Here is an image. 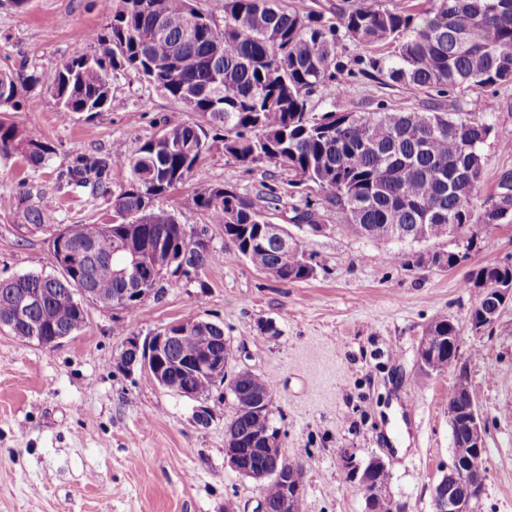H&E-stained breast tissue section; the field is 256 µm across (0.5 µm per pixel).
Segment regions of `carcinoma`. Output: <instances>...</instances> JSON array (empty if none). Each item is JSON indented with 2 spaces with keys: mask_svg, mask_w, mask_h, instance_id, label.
<instances>
[{
  "mask_svg": "<svg viewBox=\"0 0 512 512\" xmlns=\"http://www.w3.org/2000/svg\"><path fill=\"white\" fill-rule=\"evenodd\" d=\"M358 0L336 12L327 24L321 15L290 10L283 0H224V20L217 21L193 0H120L107 32L89 35L111 45L103 55H79L63 62L47 80V90L68 112H99L108 103L111 77L133 68L155 89L180 105L166 118L162 134L137 152L112 146L106 159L77 158L57 175L63 188H91L108 198L110 224H68L61 234L74 246L109 240L111 245L142 252L128 281L115 272L118 263L102 254H73V264L61 276L24 274L0 279V319L13 336L26 335L27 324L42 323L45 331L80 332L86 325L81 303L84 289L115 295L141 281L161 292L162 274L149 278L158 257L157 244L184 252L189 277L212 263L206 229L189 235L175 213L156 204L191 175L209 149V133L187 122L182 113L199 112L224 130V153L250 166L269 161L311 182L336 207V221L353 227L369 240L428 242L447 238L448 227L467 233L463 250L493 226L512 224V171L498 177L495 193L475 214L476 189L483 175L482 145L492 126L459 103L452 112L437 108L396 111L384 103L373 112H311L309 97L345 76L353 81L375 78L411 93L426 92L445 99L462 90L472 92L512 84V0ZM163 23L166 34L153 31ZM360 53L343 61L340 36ZM41 81L0 66V111L22 107L20 89ZM53 153L50 144L23 136L17 126L0 121V157L19 156L41 166ZM125 171L126 187L111 193L112 168ZM275 189L265 205L233 189L196 186L183 205L224 225V241L253 266L277 282L308 279L314 269L301 242L288 231V258L278 243H263L266 211L278 207ZM15 215L27 225L47 226L51 217L34 201L30 190L20 192ZM290 221L317 223L314 203L294 209ZM459 250L420 252L409 259L391 251L390 258L419 268L459 265ZM512 281V265L488 263L470 274L467 285L478 293L472 310L480 318L496 306L495 289ZM38 292L42 306L16 318L22 292ZM456 323L439 319L425 329L436 349L424 371L448 367ZM268 392L260 374L246 372L233 395L234 415L227 425L240 447H251L257 429L274 428L271 412L258 406ZM469 393L463 384L448 397V410H462Z\"/></svg>",
  "mask_w": 512,
  "mask_h": 512,
  "instance_id": "obj_1",
  "label": "carcinoma"
}]
</instances>
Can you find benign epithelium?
Wrapping results in <instances>:
<instances>
[{"label": "benign epithelium", "instance_id": "benign-epithelium-1", "mask_svg": "<svg viewBox=\"0 0 512 512\" xmlns=\"http://www.w3.org/2000/svg\"><path fill=\"white\" fill-rule=\"evenodd\" d=\"M215 325L204 319H189L167 325L159 332L140 340L136 336L127 338L116 357L117 366L132 372L136 369L146 371L154 381L181 396L198 402L194 410V419L199 425H206L211 419L205 405L212 389L226 386V390L235 392L237 380L224 383L228 375L230 362L216 353L215 345L223 337L214 335ZM184 334L193 335L196 341V354L191 359L166 360V352L182 338ZM69 339V333L61 331L55 336L38 335V327H33L31 335L22 336L20 340L36 342L44 347L53 348ZM192 369L199 375L196 387L187 388L174 381L175 374ZM463 423L468 447H484V429L479 410L470 405L464 410ZM252 445L266 457V467L253 472L247 465L250 449L240 448L237 439L226 435L224 454L230 467L243 475L251 477L258 485L269 479H276L284 484V497L280 501L278 512H293L294 500L301 495L302 488L293 482L288 473L280 468L283 456L281 434L269 429L256 431L252 436ZM482 464V456L461 458L452 457V463L445 474L447 481L441 484L444 512H474L475 502L481 497V491L472 485L468 474L475 466Z\"/></svg>", "mask_w": 512, "mask_h": 512}]
</instances>
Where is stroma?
<instances>
[{"label": "stroma", "mask_w": 512, "mask_h": 512, "mask_svg": "<svg viewBox=\"0 0 512 512\" xmlns=\"http://www.w3.org/2000/svg\"><path fill=\"white\" fill-rule=\"evenodd\" d=\"M111 20L100 0H28L22 10L0 0V65L50 76L67 59L101 52L77 34L103 30ZM335 97L340 112H370L380 101L409 110L429 99L368 79L336 88ZM23 98L7 120L48 141L54 153L38 168L0 157V279L57 272L49 232H23L15 222L20 183L38 187L54 223L110 222L107 203L89 189L57 191L58 172L79 157L107 156L116 142L138 150L179 108L133 70L113 79L100 112L64 113L40 87L24 90ZM462 99L492 126L482 151L483 201L500 172L512 170V86L467 91ZM332 106L317 94L308 103L314 112ZM293 180L272 162L241 166L222 141H212L190 178L162 199L180 224L207 230L217 258L199 278L165 273L162 293L132 315L84 300L86 327L51 349L0 329V512H254L258 486L224 458L229 392L213 389L211 420L201 426L194 401L114 362L124 337L115 335L116 325L143 339L196 317L223 326L238 356L234 369H251L267 382L283 451L306 468L304 512H366L349 464L374 456L386 464L394 506L432 512L433 489L453 455L448 395L456 371L424 373L418 346L432 322L459 324L485 435V488L474 512H512V300L477 333L469 327L477 297L465 285L486 263L512 264V227L483 234L455 268H411L337 224L322 193L293 187ZM200 184L256 202L276 189L279 208L270 220L301 240L313 276L273 281L225 245L223 225L183 204ZM308 198L323 226L317 233L290 221L293 206Z\"/></svg>", "instance_id": "obj_1"}]
</instances>
